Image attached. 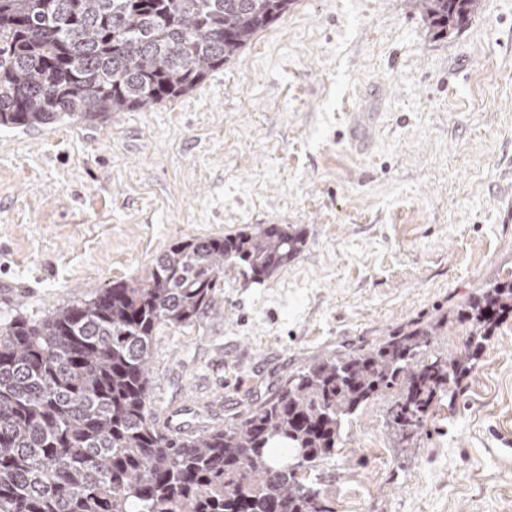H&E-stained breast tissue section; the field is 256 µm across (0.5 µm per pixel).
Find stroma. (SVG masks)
I'll use <instances>...</instances> for the list:
<instances>
[{"mask_svg":"<svg viewBox=\"0 0 512 512\" xmlns=\"http://www.w3.org/2000/svg\"><path fill=\"white\" fill-rule=\"evenodd\" d=\"M378 119L353 147L357 113ZM290 224L263 281L227 265L211 309L153 342L169 432L223 425L289 372L512 278V0L434 35L415 0H294L189 93L0 127V325L144 276L176 242ZM388 395L314 471L334 512H512V318L415 451Z\"/></svg>","mask_w":512,"mask_h":512,"instance_id":"obj_1","label":"stroma"}]
</instances>
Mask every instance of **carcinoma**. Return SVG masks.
Returning <instances> with one entry per match:
<instances>
[{
  "label": "carcinoma",
  "instance_id": "obj_1",
  "mask_svg": "<svg viewBox=\"0 0 512 512\" xmlns=\"http://www.w3.org/2000/svg\"><path fill=\"white\" fill-rule=\"evenodd\" d=\"M293 0H0V126L28 128L171 100L224 66ZM434 34L478 0H417ZM306 244L288 224L173 244L142 278L40 321L0 327V512H333L309 473L342 420L386 393L405 449L512 316V280L369 349L288 374L222 428L169 433L151 410L159 329L192 326L233 263L255 278ZM464 350H434L450 323ZM303 468L288 469L291 458Z\"/></svg>",
  "mask_w": 512,
  "mask_h": 512
}]
</instances>
